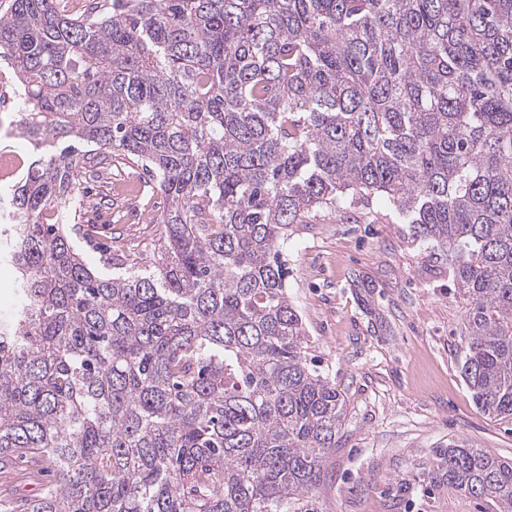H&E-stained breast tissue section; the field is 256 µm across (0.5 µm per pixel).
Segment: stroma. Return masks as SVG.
I'll return each mask as SVG.
<instances>
[{
	"instance_id": "35a3bbf8",
	"label": "stroma",
	"mask_w": 512,
	"mask_h": 512,
	"mask_svg": "<svg viewBox=\"0 0 512 512\" xmlns=\"http://www.w3.org/2000/svg\"><path fill=\"white\" fill-rule=\"evenodd\" d=\"M17 78L0 65V144L12 146L15 177L27 170L28 144L15 134ZM141 165L113 170L112 204L89 208L95 244L85 262L102 269L99 244L128 258L159 244L156 216L166 205ZM288 296L299 312L306 356L345 400L336 451L314 490L324 512H485L480 500L429 474L434 452L466 440L512 458V416L475 404L460 375V326L468 308L445 258L413 243L408 227L380 199L347 210H317L288 229L282 249ZM373 286L363 303L355 286Z\"/></svg>"
}]
</instances>
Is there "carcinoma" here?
<instances>
[{
  "label": "carcinoma",
  "mask_w": 512,
  "mask_h": 512,
  "mask_svg": "<svg viewBox=\"0 0 512 512\" xmlns=\"http://www.w3.org/2000/svg\"><path fill=\"white\" fill-rule=\"evenodd\" d=\"M36 155L0 260V459L53 484L7 512H323L344 399L305 356L280 247L382 197L448 257L460 372L512 416V0H12L0 55ZM117 156L166 198L143 264L94 272L79 178ZM432 478L512 512V459L455 440ZM13 267L7 262H0V320L15 316L20 308V301L15 284L12 281Z\"/></svg>",
  "instance_id": "cac0c4a2"
}]
</instances>
